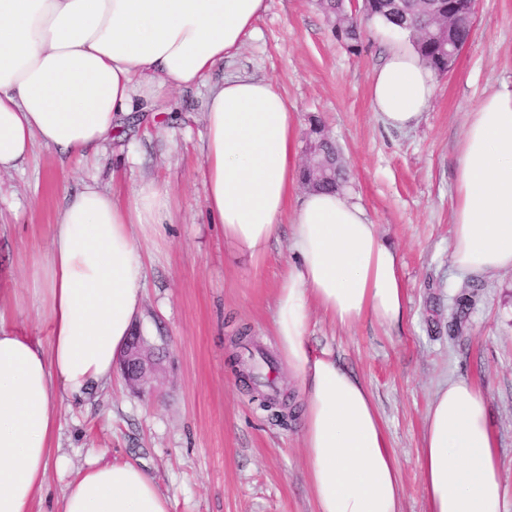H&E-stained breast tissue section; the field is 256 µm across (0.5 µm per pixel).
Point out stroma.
I'll list each match as a JSON object with an SVG mask.
<instances>
[{"label":"stroma","instance_id":"1","mask_svg":"<svg viewBox=\"0 0 512 512\" xmlns=\"http://www.w3.org/2000/svg\"><path fill=\"white\" fill-rule=\"evenodd\" d=\"M255 27L205 85L161 89L125 118L97 165L37 144L18 170L0 174V291L14 325L44 338L48 322L25 296L66 198L92 175L121 195L151 178L172 195L165 241L142 243L147 283L134 324L161 360L154 389L139 394L117 373L88 402L63 407L61 461L48 477V502L88 463L128 459L170 498L172 512H315L301 394L273 336L277 289L293 257L291 217H281L256 260L225 243L205 203L207 88L247 75L270 80L287 100L298 150L321 123L348 167L345 193L400 249L408 296L402 330L368 320L343 329L316 310L308 343L330 352L370 391L400 463L402 512H426L416 466L425 419L438 387L460 376L488 396L512 512V271L462 276L448 252L469 115L489 93L512 87V0H475L468 43L454 68L436 77L423 121L403 132L378 121L369 95L393 33L367 29L360 47L350 48L318 0H266ZM131 152L138 164H126ZM242 331L272 359L271 387L287 396L288 418L261 410L240 381L234 360L248 352L232 340Z\"/></svg>","mask_w":512,"mask_h":512}]
</instances>
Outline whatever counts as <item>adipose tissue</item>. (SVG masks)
Instances as JSON below:
<instances>
[{"mask_svg":"<svg viewBox=\"0 0 512 512\" xmlns=\"http://www.w3.org/2000/svg\"><path fill=\"white\" fill-rule=\"evenodd\" d=\"M265 0H0V172L42 144L97 155L119 121L158 89L200 85L252 33ZM378 120L404 130L434 95L411 42L394 44L369 88ZM206 207L224 238L262 257L291 213L289 263L275 336L299 381L303 443L316 512H401L398 459L372 395L307 340L312 309L340 327L369 319L400 330L407 296L397 247L365 207L338 193L294 198L296 130L266 79L236 76L207 94L202 139ZM171 221L168 187L137 184L120 199L98 183L69 199L32 273L31 302L48 339L8 323L0 303V512H36L58 457L64 402L111 382L140 313L141 236ZM450 260L461 272L512 270V90L487 95L460 142ZM427 512H506L489 402L472 380H448L426 417L418 456ZM56 512H171L137 464L93 462Z\"/></svg>","mask_w":512,"mask_h":512,"instance_id":"obj_1","label":"adipose tissue"}]
</instances>
